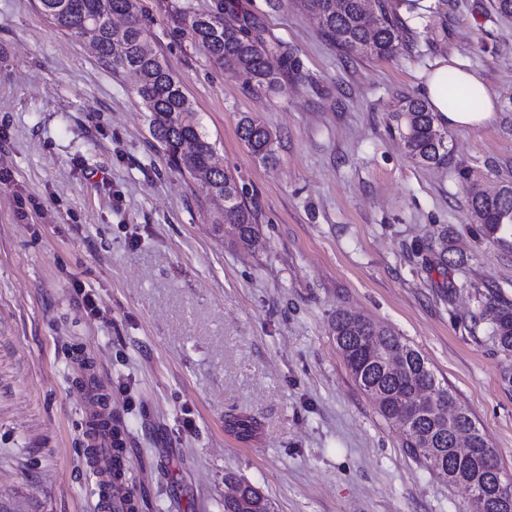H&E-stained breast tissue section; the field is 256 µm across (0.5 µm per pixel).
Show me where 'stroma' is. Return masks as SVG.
<instances>
[{
    "instance_id": "stroma-1",
    "label": "stroma",
    "mask_w": 512,
    "mask_h": 512,
    "mask_svg": "<svg viewBox=\"0 0 512 512\" xmlns=\"http://www.w3.org/2000/svg\"><path fill=\"white\" fill-rule=\"evenodd\" d=\"M298 64L257 95L190 39L214 0H140L152 49L183 82L260 229L172 170L131 74L113 76L35 0H0V512H97L94 415L110 414L141 512H224V475L275 512H474L413 459L336 347L348 309L419 350L512 476V385L477 293L512 301V237L487 239L471 192L512 183V17L493 0H392L409 45L342 48L295 0H233ZM459 59L497 103L422 168L389 128L435 61ZM259 116L276 161L252 155ZM449 230L460 264L430 247ZM98 310L83 308L77 286ZM230 415L254 417L252 436ZM239 135L251 153L262 162L276 159L275 139L270 130L258 119L251 116L243 117L239 123Z\"/></svg>"
}]
</instances>
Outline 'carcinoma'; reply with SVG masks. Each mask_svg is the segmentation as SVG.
Listing matches in <instances>:
<instances>
[{"label": "carcinoma", "instance_id": "cac0c4a2", "mask_svg": "<svg viewBox=\"0 0 512 512\" xmlns=\"http://www.w3.org/2000/svg\"><path fill=\"white\" fill-rule=\"evenodd\" d=\"M300 6L341 47H361L367 55L382 59L392 57L402 46L406 25L390 0H300ZM38 8L60 30L89 39L112 74H137L136 94L149 112L150 132L161 144L167 164L193 178L199 172L205 174L206 194L224 200V209L213 223L234 224L243 245H256L255 215L203 131L181 81L149 47L139 0H38ZM188 28L191 38L207 49L220 69L249 76L250 93L269 90L277 82L269 58H279L284 72L294 68L281 41L257 20L238 16L226 0H216L212 11L192 17ZM390 121L415 164H448V134L438 128L437 115L425 99L401 97ZM239 135L261 161L276 159L275 139L258 119L243 117ZM469 211L489 238L512 232V183L492 194L472 193ZM480 305L474 323L489 319L498 346L511 356L512 302L486 296ZM331 330L359 388L371 396L384 419L400 423L409 453L444 479L454 474L455 484L471 493L476 512H502L491 506L493 481L504 475L498 450L456 395L436 378L422 354L391 329L343 309L336 310ZM256 424L251 417L227 419V426L242 439L252 434ZM462 433L468 434V450L459 453L456 441ZM118 435V430L112 431L117 476L126 461Z\"/></svg>", "mask_w": 512, "mask_h": 512}]
</instances>
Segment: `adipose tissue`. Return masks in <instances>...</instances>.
<instances>
[{"instance_id": "ef3b65f1", "label": "adipose tissue", "mask_w": 512, "mask_h": 512, "mask_svg": "<svg viewBox=\"0 0 512 512\" xmlns=\"http://www.w3.org/2000/svg\"><path fill=\"white\" fill-rule=\"evenodd\" d=\"M466 94L463 106L452 109L448 98L453 90ZM424 96L442 123L452 128H479L487 125L495 116L496 103L482 75L447 60H439L427 74Z\"/></svg>"}]
</instances>
